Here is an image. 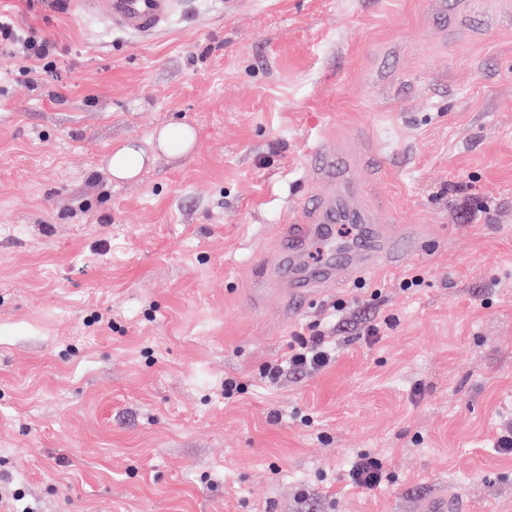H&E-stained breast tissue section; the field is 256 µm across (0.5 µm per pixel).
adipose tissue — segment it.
Masks as SVG:
<instances>
[{"instance_id":"1","label":"adipose tissue","mask_w":512,"mask_h":512,"mask_svg":"<svg viewBox=\"0 0 512 512\" xmlns=\"http://www.w3.org/2000/svg\"><path fill=\"white\" fill-rule=\"evenodd\" d=\"M149 141L151 150H144L136 142L119 141L113 144L107 158V169L113 179L131 180L138 176L149 162L150 151L164 153L172 158L189 154L197 142V133L187 125L165 126L154 129Z\"/></svg>"}]
</instances>
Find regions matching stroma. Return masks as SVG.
I'll return each mask as SVG.
<instances>
[{"mask_svg": "<svg viewBox=\"0 0 512 512\" xmlns=\"http://www.w3.org/2000/svg\"><path fill=\"white\" fill-rule=\"evenodd\" d=\"M446 2L182 0L141 38L0 0L57 47L37 79L0 49V512H512V0ZM182 123L192 153L112 180ZM320 143L421 246L251 307ZM311 328L335 361L269 382ZM152 155L136 142L118 141L112 145L106 161L107 169L114 180H131L138 176ZM382 463L375 458L361 454L348 471L351 486L373 489L382 482Z\"/></svg>", "mask_w": 512, "mask_h": 512, "instance_id": "stroma-1", "label": "stroma"}]
</instances>
